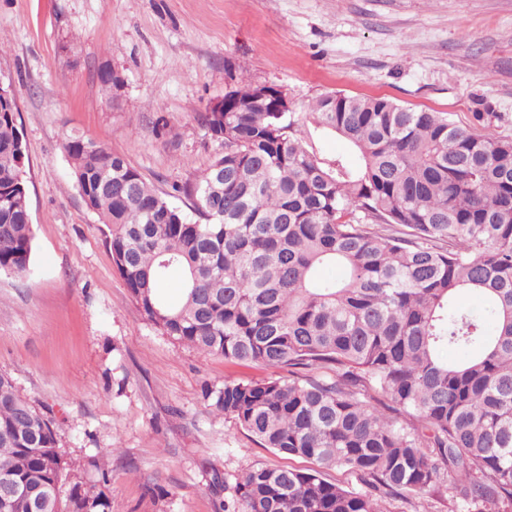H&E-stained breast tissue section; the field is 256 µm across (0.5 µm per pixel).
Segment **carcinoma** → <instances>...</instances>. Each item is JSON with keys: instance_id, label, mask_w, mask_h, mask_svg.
<instances>
[{"instance_id": "carcinoma-1", "label": "carcinoma", "mask_w": 512, "mask_h": 512, "mask_svg": "<svg viewBox=\"0 0 512 512\" xmlns=\"http://www.w3.org/2000/svg\"><path fill=\"white\" fill-rule=\"evenodd\" d=\"M286 93H224L198 120L224 154L171 206L126 159L79 136L63 148L141 316L174 341L288 379L226 382L205 397L264 448L235 512H382L375 493L444 487L456 512H512V139L387 98L323 94L306 117L345 138L350 167L318 157ZM17 113L0 105V274L31 273L33 228ZM224 182H216L218 169ZM339 265L340 280L320 269ZM182 271L180 300L159 291ZM466 356L450 361V349ZM359 474L348 489L328 470ZM0 475L12 512H111L52 419L0 372Z\"/></svg>"}]
</instances>
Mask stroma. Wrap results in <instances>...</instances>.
Wrapping results in <instances>:
<instances>
[{
    "label": "stroma",
    "instance_id": "stroma-1",
    "mask_svg": "<svg viewBox=\"0 0 512 512\" xmlns=\"http://www.w3.org/2000/svg\"><path fill=\"white\" fill-rule=\"evenodd\" d=\"M119 72L117 99L99 81ZM33 224L32 272L0 275V371L54 421L112 512H226L238 476L285 460L209 406L205 388L280 376L177 343L140 315L63 143L122 155L190 219L224 151L198 115L269 84L306 111L328 92L385 97L512 138V0H0Z\"/></svg>",
    "mask_w": 512,
    "mask_h": 512
}]
</instances>
